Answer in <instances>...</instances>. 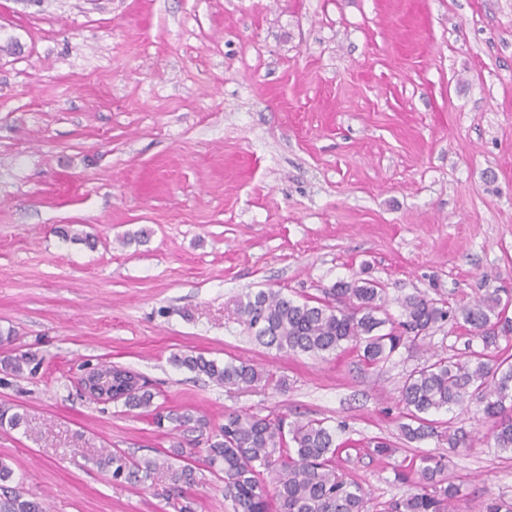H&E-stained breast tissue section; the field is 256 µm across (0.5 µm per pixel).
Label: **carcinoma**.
Returning <instances> with one entry per match:
<instances>
[{"label":"carcinoma","mask_w":512,"mask_h":512,"mask_svg":"<svg viewBox=\"0 0 512 512\" xmlns=\"http://www.w3.org/2000/svg\"><path fill=\"white\" fill-rule=\"evenodd\" d=\"M337 302L314 299L298 302L279 291L246 295L241 310L256 339L268 348L293 355L326 358L351 350L368 367L388 362L406 343L416 342L432 325L458 320L471 327L482 350L469 352L464 361L434 354L406 377L401 390L400 431L408 442L436 434L448 446L465 443L456 433L438 432L429 415L450 412L466 403L482 407L485 418L494 421L493 447L512 451V355H490L499 339L512 336L507 305L495 293L473 304L449 310L424 294H410L400 301L402 319L386 314L385 291L368 279L344 282L334 289ZM171 362L228 389L269 387L283 390L286 379L271 369L243 360L219 363L201 354H175ZM155 394L146 387L130 393L123 405L130 409L152 406ZM157 425L168 421L182 426L193 422L200 430L209 427L203 416L189 413L163 414L155 408ZM205 460L213 471L224 474V496L233 512H367V492L347 480L336 467L343 444L323 420H288V415L269 411L231 412L216 433L206 437ZM96 464L112 472V479L146 484L164 471L170 475L171 492L196 481L189 464L173 467L169 460L130 459L118 451H104ZM444 458L425 456L409 471L397 470L398 479L414 491L391 505V512H454L460 486L448 481ZM13 471L0 461V512H45L44 507L7 485ZM477 512H512V499L490 498L477 505Z\"/></svg>","instance_id":"cac0c4a2"}]
</instances>
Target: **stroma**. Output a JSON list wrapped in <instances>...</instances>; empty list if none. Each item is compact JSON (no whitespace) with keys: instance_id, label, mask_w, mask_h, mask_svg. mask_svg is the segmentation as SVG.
<instances>
[{"instance_id":"35a3bbf8","label":"stroma","mask_w":512,"mask_h":512,"mask_svg":"<svg viewBox=\"0 0 512 512\" xmlns=\"http://www.w3.org/2000/svg\"><path fill=\"white\" fill-rule=\"evenodd\" d=\"M386 310L422 293L457 309L512 299V0H0V460L49 512H176L167 473L113 481L95 459L181 446L192 512H233L201 466L205 437L96 403L102 363L141 375L167 411L322 419L336 465L386 512L397 466L448 462L456 512L512 498V454L471 406L436 421L469 447L402 440L398 399L424 355L481 349L433 325L383 368L259 345L246 294L324 297L357 277ZM176 353L248 359L287 391L227 389ZM396 446L389 459L368 443Z\"/></svg>"}]
</instances>
